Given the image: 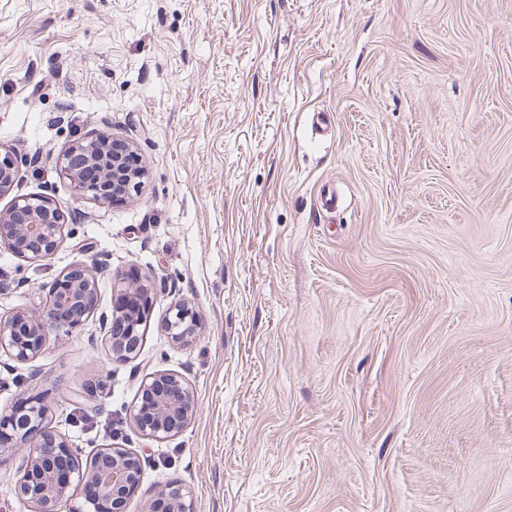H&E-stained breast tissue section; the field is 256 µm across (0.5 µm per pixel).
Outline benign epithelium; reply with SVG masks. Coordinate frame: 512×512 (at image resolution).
I'll use <instances>...</instances> for the list:
<instances>
[{
    "label": "benign epithelium",
    "instance_id": "1",
    "mask_svg": "<svg viewBox=\"0 0 512 512\" xmlns=\"http://www.w3.org/2000/svg\"><path fill=\"white\" fill-rule=\"evenodd\" d=\"M110 141L91 132L58 157L77 195L105 203L138 192L142 170L129 163L131 147L111 151ZM15 174L14 153L0 152V195L10 190ZM65 230L64 215L45 195L21 196L0 210V249L26 262L52 258ZM106 269L103 259L92 267L75 262L46 287L45 299L6 318L0 316V352L25 364L38 356L51 333L69 336L81 330L97 310V275ZM113 287L116 303L111 317L102 318V326L113 357L127 360L139 352L143 315L157 293L138 277ZM165 329L174 342L187 344L198 336L199 320L187 303L178 302L167 310ZM25 405L23 412L16 406L0 411V458L23 447L27 450L17 494L34 504L35 512H62L75 489L85 487L93 512H127L143 475L140 455L112 446L86 456L46 424L48 409L41 399L28 398ZM195 412V396L186 380L175 373H161L142 381L133 419L142 435L162 440L181 432ZM187 497L181 486L169 484L146 504L144 512H192Z\"/></svg>",
    "mask_w": 512,
    "mask_h": 512
}]
</instances>
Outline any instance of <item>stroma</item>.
Instances as JSON below:
<instances>
[{
  "mask_svg": "<svg viewBox=\"0 0 512 512\" xmlns=\"http://www.w3.org/2000/svg\"><path fill=\"white\" fill-rule=\"evenodd\" d=\"M91 131L134 146L137 194H74L56 158ZM0 148V210L68 224L50 261L0 251V316L102 254L100 312L130 270L159 291L134 358L94 318L0 354V409L38 394L141 455L129 512L171 483L194 512H512V0H0ZM154 372L197 401L159 441L130 413ZM26 460L0 512H32ZM199 320L193 309L185 302L171 305L165 317V329L178 344H187L198 336Z\"/></svg>",
  "mask_w": 512,
  "mask_h": 512,
  "instance_id": "stroma-1",
  "label": "stroma"
}]
</instances>
